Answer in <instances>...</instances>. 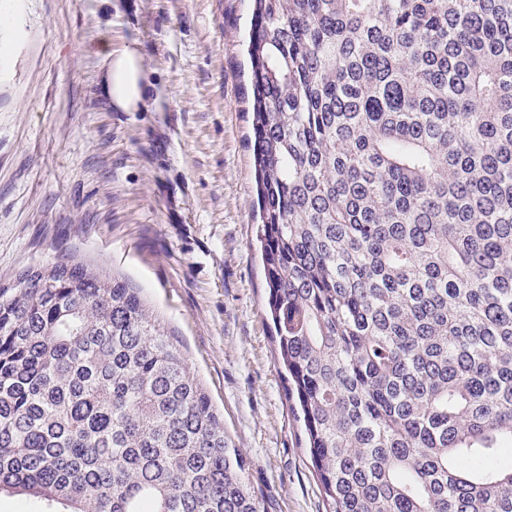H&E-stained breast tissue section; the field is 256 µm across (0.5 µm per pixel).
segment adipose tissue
<instances>
[{
  "instance_id": "obj_1",
  "label": "adipose tissue",
  "mask_w": 512,
  "mask_h": 512,
  "mask_svg": "<svg viewBox=\"0 0 512 512\" xmlns=\"http://www.w3.org/2000/svg\"><path fill=\"white\" fill-rule=\"evenodd\" d=\"M102 92L112 107L121 112H140L147 106L149 72L137 44L109 56Z\"/></svg>"
}]
</instances>
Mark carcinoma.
I'll list each match as a JSON object with an SVG mask.
<instances>
[{
	"mask_svg": "<svg viewBox=\"0 0 512 512\" xmlns=\"http://www.w3.org/2000/svg\"><path fill=\"white\" fill-rule=\"evenodd\" d=\"M267 304L328 512H512V0H253ZM262 512L137 291L0 284V493Z\"/></svg>",
	"mask_w": 512,
	"mask_h": 512,
	"instance_id": "cac0c4a2",
	"label": "carcinoma"
}]
</instances>
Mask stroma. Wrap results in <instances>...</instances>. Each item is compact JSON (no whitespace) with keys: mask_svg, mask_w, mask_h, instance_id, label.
I'll list each match as a JSON object with an SVG mask.
<instances>
[{"mask_svg":"<svg viewBox=\"0 0 512 512\" xmlns=\"http://www.w3.org/2000/svg\"><path fill=\"white\" fill-rule=\"evenodd\" d=\"M249 0H0V283L82 259L157 313L263 512H325L285 395L255 252ZM138 42L144 112L112 109ZM137 42L119 54H109L102 80V92L120 112H142L147 107L149 72Z\"/></svg>","mask_w":512,"mask_h":512,"instance_id":"stroma-1","label":"stroma"}]
</instances>
